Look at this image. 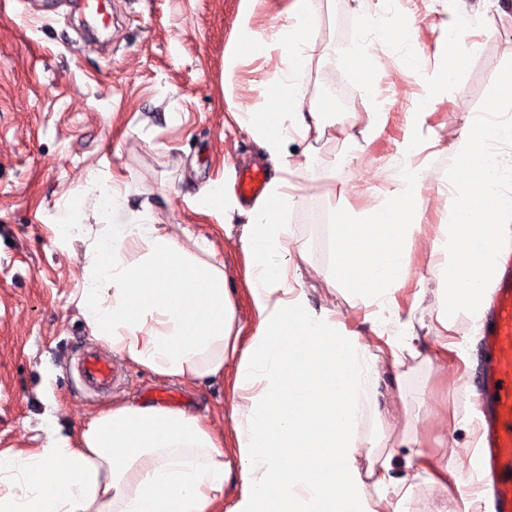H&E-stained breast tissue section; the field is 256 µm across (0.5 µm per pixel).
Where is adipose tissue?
Returning <instances> with one entry per match:
<instances>
[{"label": "adipose tissue", "mask_w": 512, "mask_h": 512, "mask_svg": "<svg viewBox=\"0 0 512 512\" xmlns=\"http://www.w3.org/2000/svg\"><path fill=\"white\" fill-rule=\"evenodd\" d=\"M314 7L292 0L289 22L241 39L284 62L263 84L272 111L235 116L277 171L239 237L252 258L256 325L247 345L212 244L173 232L151 207L131 208L121 178L89 175V223L67 214L56 228L59 243L84 247L70 302L96 340L184 382L233 369L231 435L194 412L136 403L99 411L74 438L50 425L39 447L0 451V512H226L230 480L239 491L227 512H399L417 481L452 473L451 461L409 437L360 469L362 398L386 374L399 394L413 387L404 365L419 355L414 337L390 340L386 358H376L334 311L313 310L305 286L290 284L276 260L288 236V147L328 125L297 80L309 62Z\"/></svg>", "instance_id": "ef3b65f1"}]
</instances>
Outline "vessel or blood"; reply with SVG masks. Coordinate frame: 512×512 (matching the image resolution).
<instances>
[{
  "label": "vessel or blood",
  "mask_w": 512,
  "mask_h": 512,
  "mask_svg": "<svg viewBox=\"0 0 512 512\" xmlns=\"http://www.w3.org/2000/svg\"><path fill=\"white\" fill-rule=\"evenodd\" d=\"M93 33L107 31L111 24L110 0H77ZM265 176L261 171L242 172L238 189L244 199L261 195ZM82 374L96 389L110 388L115 380L111 361L97 351L84 355ZM473 385L481 396L484 413L485 446L481 464L489 472L491 512H512V262L500 270L480 342L477 374Z\"/></svg>",
  "instance_id": "b4317fda"
}]
</instances>
